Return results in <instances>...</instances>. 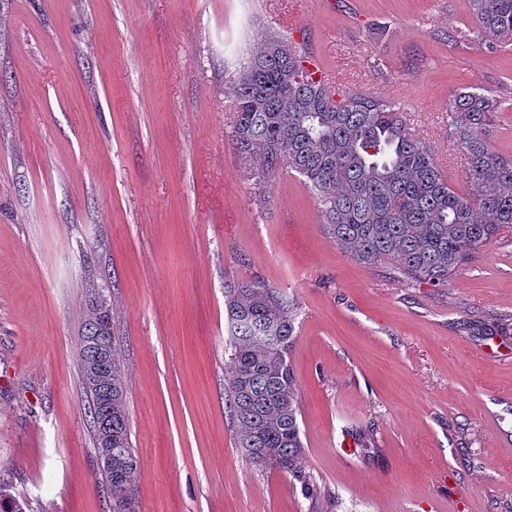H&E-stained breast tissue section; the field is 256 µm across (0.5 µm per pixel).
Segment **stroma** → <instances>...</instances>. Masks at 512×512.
<instances>
[{
    "mask_svg": "<svg viewBox=\"0 0 512 512\" xmlns=\"http://www.w3.org/2000/svg\"><path fill=\"white\" fill-rule=\"evenodd\" d=\"M267 37L396 102L454 181L461 88L502 102L512 155V42L488 49L468 0H0V482L110 512L78 356L105 284L138 512H512V224L434 288L337 247L298 174L257 191L230 89ZM252 280L298 313L310 490L236 446L224 285Z\"/></svg>",
    "mask_w": 512,
    "mask_h": 512,
    "instance_id": "1",
    "label": "stroma"
}]
</instances>
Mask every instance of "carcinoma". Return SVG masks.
<instances>
[{
    "mask_svg": "<svg viewBox=\"0 0 512 512\" xmlns=\"http://www.w3.org/2000/svg\"><path fill=\"white\" fill-rule=\"evenodd\" d=\"M485 41L512 36V0H469ZM308 56L268 37L244 64L230 89L236 120L232 140L257 190L281 172L299 174L316 194L324 227L337 245L364 265L388 264L408 283L435 288L469 263L500 227L512 224V157L501 154L487 131L497 100L466 89L448 117L465 151V189L438 166L431 149L390 101L373 96L336 98L306 68ZM93 288L85 300L79 363L89 413L109 394L112 470L100 474L112 512L136 505L140 460L129 442L121 360L114 333L94 315ZM231 366L225 401L237 448L254 466L274 467L308 489L306 450L296 380L289 362L297 313L261 282L224 287ZM112 374L98 384L100 356ZM359 452L376 446L374 430L357 428ZM0 512H25L0 483Z\"/></svg>",
    "mask_w": 512,
    "mask_h": 512,
    "instance_id": "obj_1",
    "label": "carcinoma"
}]
</instances>
